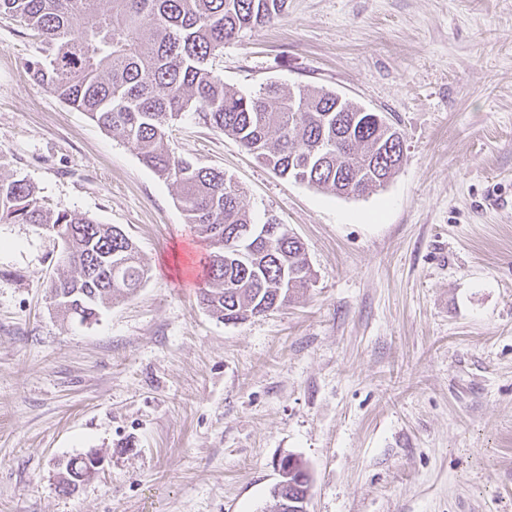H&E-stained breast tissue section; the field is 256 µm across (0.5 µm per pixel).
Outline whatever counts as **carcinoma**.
Here are the masks:
<instances>
[{"label":"carcinoma","mask_w":512,"mask_h":512,"mask_svg":"<svg viewBox=\"0 0 512 512\" xmlns=\"http://www.w3.org/2000/svg\"><path fill=\"white\" fill-rule=\"evenodd\" d=\"M288 0H0V15L33 30L34 81L100 128L118 134L142 162L178 190V201L207 242L206 287L199 300L213 316L241 321L292 301L313 271L304 244L286 225L274 238L236 241L255 224L242 192L224 171L199 166L173 147L186 112L236 140L282 177L339 196L384 187L403 162L402 135L388 118L335 92L269 83L255 94L227 87L213 68L224 42L280 18ZM0 223L31 224L61 242L70 268L48 285L59 316L89 323L133 293L148 269L119 228L51 208L24 178L0 174ZM276 503L310 492L303 461Z\"/></svg>","instance_id":"1"}]
</instances>
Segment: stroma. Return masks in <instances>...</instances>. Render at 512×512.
Listing matches in <instances>:
<instances>
[{"instance_id": "obj_1", "label": "stroma", "mask_w": 512, "mask_h": 512, "mask_svg": "<svg viewBox=\"0 0 512 512\" xmlns=\"http://www.w3.org/2000/svg\"><path fill=\"white\" fill-rule=\"evenodd\" d=\"M37 47L0 17V172L122 229L148 275L61 322L60 243L0 223V512H272L289 455L309 512H512V0H288L225 44L229 87L336 92L404 149L383 190L340 197L182 116L179 153L287 225L315 274L237 322L198 301L207 246L176 187L32 80ZM92 450L99 473L61 491ZM298 464L294 466V472L288 471V479L284 480L288 482V485H283L279 487V483L283 482V479H280L277 483H275L271 490L270 494L273 497V499L276 501L275 506L279 505L281 502H283L284 497L290 498V496L293 498L295 497L298 499V495L301 493L302 497L306 494L308 496L310 495V488H311V477L310 473L308 471V468L306 467V464L297 458ZM302 478V480H299ZM279 498V499H278Z\"/></svg>"}]
</instances>
